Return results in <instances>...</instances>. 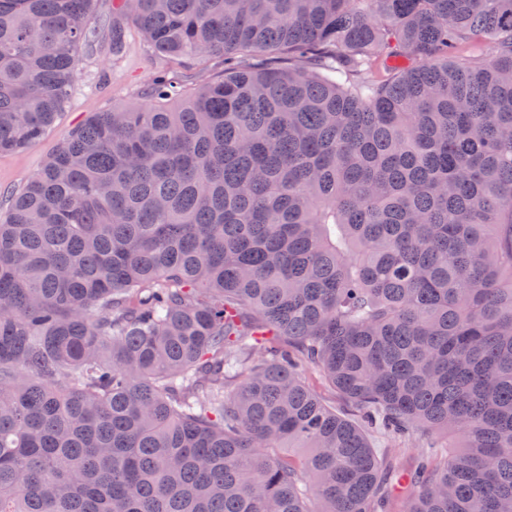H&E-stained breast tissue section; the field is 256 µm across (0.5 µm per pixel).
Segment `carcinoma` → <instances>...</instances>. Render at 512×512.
<instances>
[{"instance_id":"carcinoma-1","label":"carcinoma","mask_w":512,"mask_h":512,"mask_svg":"<svg viewBox=\"0 0 512 512\" xmlns=\"http://www.w3.org/2000/svg\"><path fill=\"white\" fill-rule=\"evenodd\" d=\"M121 11L265 63L94 113L0 217V512H386L305 365L390 439L460 435L404 512H512V0ZM92 19L0 0V152L59 118Z\"/></svg>"}]
</instances>
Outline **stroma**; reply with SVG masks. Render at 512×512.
I'll return each mask as SVG.
<instances>
[{
  "mask_svg": "<svg viewBox=\"0 0 512 512\" xmlns=\"http://www.w3.org/2000/svg\"><path fill=\"white\" fill-rule=\"evenodd\" d=\"M224 72V61L215 56L205 61L175 64L153 53L139 38L128 36L121 54L112 42L100 38L82 46L76 59L69 102L53 127L36 142L15 153H0V214H6L26 179L77 126L96 112L134 103H145L153 79L165 76L185 90H193Z\"/></svg>",
  "mask_w": 512,
  "mask_h": 512,
  "instance_id": "obj_1",
  "label": "stroma"
}]
</instances>
